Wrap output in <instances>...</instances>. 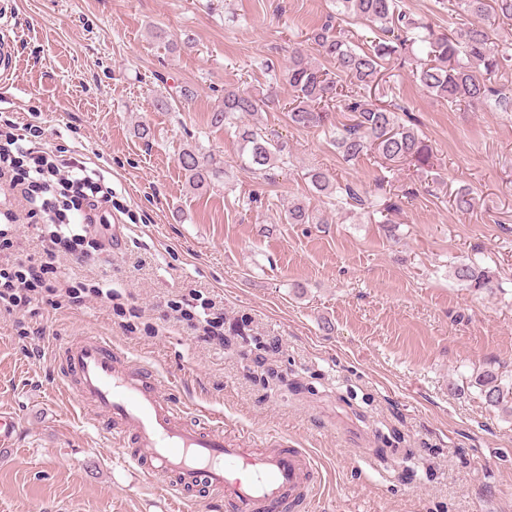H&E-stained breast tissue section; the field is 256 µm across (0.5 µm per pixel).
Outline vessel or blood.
Wrapping results in <instances>:
<instances>
[{
	"mask_svg": "<svg viewBox=\"0 0 512 512\" xmlns=\"http://www.w3.org/2000/svg\"><path fill=\"white\" fill-rule=\"evenodd\" d=\"M63 357L64 393L87 419L106 418L124 462L162 480L185 510L202 489L226 512H303L310 504L319 471L306 449L279 439L230 441L208 415L190 425L156 374L131 367L104 337L73 340Z\"/></svg>",
	"mask_w": 512,
	"mask_h": 512,
	"instance_id": "vessel-or-blood-1",
	"label": "vessel or blood"
}]
</instances>
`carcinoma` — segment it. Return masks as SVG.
<instances>
[{
	"instance_id": "cac0c4a2",
	"label": "carcinoma",
	"mask_w": 512,
	"mask_h": 512,
	"mask_svg": "<svg viewBox=\"0 0 512 512\" xmlns=\"http://www.w3.org/2000/svg\"><path fill=\"white\" fill-rule=\"evenodd\" d=\"M493 2L490 7L485 0H448L449 11L459 9L471 20L446 33L407 15L399 0H336L338 15L367 20L376 27L377 35L360 48L343 29L330 23L307 33L306 41L336 67V74L329 75L301 50L292 53L285 69L291 90L286 110L291 122L299 128L322 127L328 121L330 105L336 102L355 117L334 139L344 160L355 161L373 152L387 162L433 167V149L414 124L400 117L404 108L372 103L366 94L379 86L384 65L396 59L415 65L422 88L452 105L471 106L491 98L500 105H511L512 84L496 85L492 78L512 67V42L505 39L492 44L487 21H512V0ZM263 104V99L247 89L226 88L221 104L210 113L214 127L238 126L239 167L254 174L265 173L288 158L286 145L266 134L260 122L242 123V118L257 115ZM178 163L196 189L208 185L207 178L214 174L215 158L196 149L183 150ZM306 175L317 194L336 192L358 206H374L357 186L335 184L320 168H310ZM476 204L468 188L459 189L452 199V206L462 213ZM287 219L290 224L327 223L321 213L299 200L288 206ZM449 275L477 292L491 295L501 290L496 272L475 258L451 263ZM473 386L486 405L512 416V378L487 370L475 377Z\"/></svg>"
}]
</instances>
